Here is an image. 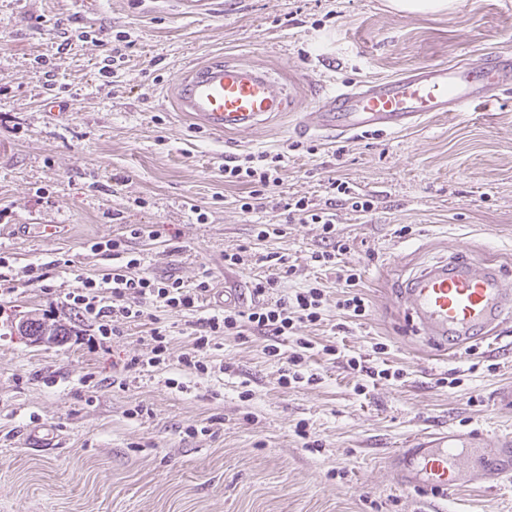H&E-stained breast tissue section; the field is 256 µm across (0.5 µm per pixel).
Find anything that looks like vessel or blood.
Wrapping results in <instances>:
<instances>
[{
    "instance_id": "b4317fda",
    "label": "vessel or blood",
    "mask_w": 512,
    "mask_h": 512,
    "mask_svg": "<svg viewBox=\"0 0 512 512\" xmlns=\"http://www.w3.org/2000/svg\"><path fill=\"white\" fill-rule=\"evenodd\" d=\"M179 109L213 132L247 131L286 111L288 87L246 61L221 59L178 76ZM512 83V54L486 55L466 62L415 68L370 84L325 93L303 111L296 131L337 139L361 132L400 131L433 112H462L496 98ZM399 302L414 318L417 332L459 355L475 339L490 340L512 320V271L472 254L459 253L425 268L402 285ZM478 430L420 436L414 447L394 455L397 484L406 490L451 491L492 474L512 482V434L497 437L496 459L483 453Z\"/></svg>"
}]
</instances>
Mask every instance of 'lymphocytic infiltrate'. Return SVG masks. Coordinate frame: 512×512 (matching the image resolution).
Wrapping results in <instances>:
<instances>
[{"label":"lymphocytic infiltrate","instance_id":"lymphocytic-infiltrate-1","mask_svg":"<svg viewBox=\"0 0 512 512\" xmlns=\"http://www.w3.org/2000/svg\"><path fill=\"white\" fill-rule=\"evenodd\" d=\"M280 167V155L266 152L225 159V182L245 184L250 188L248 195L238 200L243 213L253 214L264 209L267 194L280 183ZM283 207L301 223L320 226L324 245L311 253L310 260L319 266L336 269L338 280L343 281L347 289L344 298L338 302L339 308L350 317H364L366 302L355 292L361 275L358 269L338 266L341 255L349 249V243L337 234L332 215L314 209L309 201L302 198L286 199ZM127 241L112 238L93 242L91 251L112 254L118 259V266L112 272L99 276H78L76 287L64 297L68 308L81 312L95 323L101 339L116 334V321L136 323L152 310L198 316L201 331L194 339L195 350L182 354L178 363L205 374L209 367L199 354L207 350L216 337L239 336L245 328H253L270 337L266 351L275 358L279 355L277 342L280 337L293 335L298 325H316L322 320L324 293L321 288L308 285L276 299L272 292L279 278L273 274L253 282L252 292L261 297V304L246 311L228 306L209 315H201V305L213 289L210 270L200 272L196 281L190 284L178 278L155 276L148 271L141 252L129 248Z\"/></svg>","mask_w":512,"mask_h":512}]
</instances>
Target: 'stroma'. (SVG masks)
Listing matches in <instances>:
<instances>
[{
	"label": "stroma",
	"instance_id": "obj_1",
	"mask_svg": "<svg viewBox=\"0 0 512 512\" xmlns=\"http://www.w3.org/2000/svg\"><path fill=\"white\" fill-rule=\"evenodd\" d=\"M217 2L214 16L184 19L171 0H0V142L11 148L0 158V252L14 269L38 262L49 274L0 294V512H512V484L424 495L399 487L390 463L424 432H512V322L496 354L481 341L449 358L394 303L401 279L461 249L512 269V90L461 116L330 140L290 133L288 112L211 135L176 111L173 86L214 58L244 60L306 107L327 89L512 51V0H455L427 14L395 12L388 0ZM81 27L92 39L59 51L62 32ZM120 31L132 42L110 83L100 69ZM262 151L281 154L285 196L334 214L366 317L337 307L335 270L310 262L317 225L270 202L258 219L281 233L255 240V218L235 204L244 188L225 184L222 168L225 157ZM332 177L372 198L373 211L353 212L330 192ZM136 224L151 234L131 246L155 275L189 284L210 269L205 311L218 307L225 273L250 288L269 274L272 252L292 269L280 294L324 289L323 322L281 337L276 358L265 337H216L202 375L177 363L193 350L195 317L167 313L165 363L125 371L127 359L150 356L151 320L92 347V322L63 298L77 275L112 268L87 242L127 237ZM237 250L242 264L225 269ZM29 318L64 339L28 340L18 326ZM300 336L314 345L312 379L286 388L279 378ZM353 356L402 375L356 391ZM205 422L210 432L186 435ZM46 429L57 448L20 445Z\"/></svg>",
	"mask_w": 512,
	"mask_h": 512
}]
</instances>
